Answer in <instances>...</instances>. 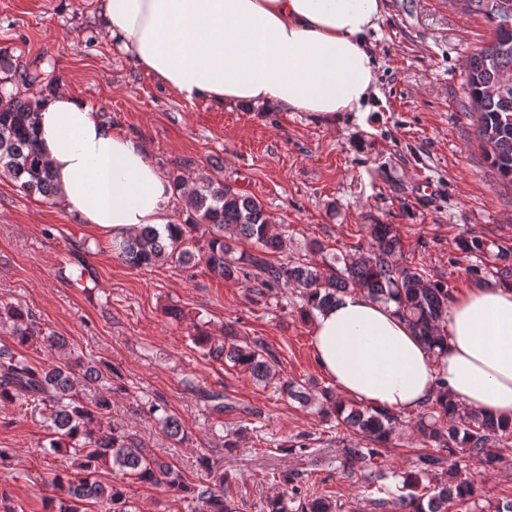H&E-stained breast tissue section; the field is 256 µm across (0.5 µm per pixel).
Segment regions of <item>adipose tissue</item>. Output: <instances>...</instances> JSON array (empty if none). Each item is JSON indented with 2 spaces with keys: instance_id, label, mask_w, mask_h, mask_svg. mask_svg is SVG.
Segmentation results:
<instances>
[{
  "instance_id": "1",
  "label": "adipose tissue",
  "mask_w": 512,
  "mask_h": 512,
  "mask_svg": "<svg viewBox=\"0 0 512 512\" xmlns=\"http://www.w3.org/2000/svg\"><path fill=\"white\" fill-rule=\"evenodd\" d=\"M384 0H102L99 23L144 71L189 99L292 112H359L376 82L367 35ZM57 200L114 241L172 221L173 187L149 150L63 90L37 114ZM435 356L364 292L317 313L313 345L347 400L410 412L439 383L462 406L512 423V289L475 285L448 306Z\"/></svg>"
}]
</instances>
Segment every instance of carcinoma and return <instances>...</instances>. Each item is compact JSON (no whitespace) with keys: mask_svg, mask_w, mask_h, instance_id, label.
I'll list each match as a JSON object with an SVG mask.
<instances>
[{"mask_svg":"<svg viewBox=\"0 0 512 512\" xmlns=\"http://www.w3.org/2000/svg\"><path fill=\"white\" fill-rule=\"evenodd\" d=\"M462 7L487 21L492 39L476 48L465 60L464 97L470 111L477 114L474 137L485 148V158L500 179L512 187V0H455ZM0 169L20 188L48 200L57 190L48 162L39 146L35 126L40 99L25 98L7 89L19 79L33 86L41 74L13 65L0 52ZM170 179L177 191L175 221L166 225V235L151 226L115 243L118 258L133 267H150L159 261L191 267L204 261L206 267L226 280L255 282L252 292L262 297L265 291L290 289L303 300L304 313L311 316L338 302L344 295L359 290L384 303L393 302L396 311L436 355L447 351L443 323L452 295L443 283L431 281L424 269L404 265L396 259L400 240L391 224L369 225L371 243L357 257H342L343 267L328 262L320 265L305 258L280 262L286 242L271 229L263 203L242 194L220 179L203 175L189 189L185 178L173 172ZM233 236H224V230ZM206 235L200 244L198 232ZM251 241L252 251L234 247ZM496 283L512 287V248L499 253ZM10 322L12 344L26 347L38 339L50 346H62L55 336H47L31 318L29 311L12 304L0 305V322ZM226 342L217 344L208 336L194 340L208 348V355L247 372L257 382H277L280 394L302 403L311 398L295 382L277 380L278 360L261 341H241L233 327L224 329ZM81 361L53 368L31 364L6 345L0 346V402L17 405L26 412L42 405L51 412L58 440L76 444L73 448L76 473L58 472L51 484L65 490L58 512H131L126 480L171 490L186 512H237L231 496L232 481L220 477L214 483H189L173 463L153 456L136 438L114 427H102V417L110 410L111 399L100 397L88 405L79 397L73 371ZM315 406L323 418L332 417L350 431L360 446L343 449L347 458L367 467L368 487L379 496L369 499L373 509L393 503L396 512H471V506L484 497V490L461 468L464 459L479 462L484 470H496L504 463L499 445L512 440V426H503L481 413L460 407L441 389L417 413L414 426L431 450L416 455L408 470L386 471L374 468L399 434L406 421L397 412L348 404L334 389H321ZM163 432L177 438L184 434L180 420L172 415L159 418ZM110 465L122 479L102 484L93 478L97 469ZM396 480L395 488L385 484ZM288 491L267 499L261 512H336L337 505L326 497L308 498L294 479L286 477Z\"/></svg>","mask_w":512,"mask_h":512,"instance_id":"cac0c4a2","label":"carcinoma"}]
</instances>
